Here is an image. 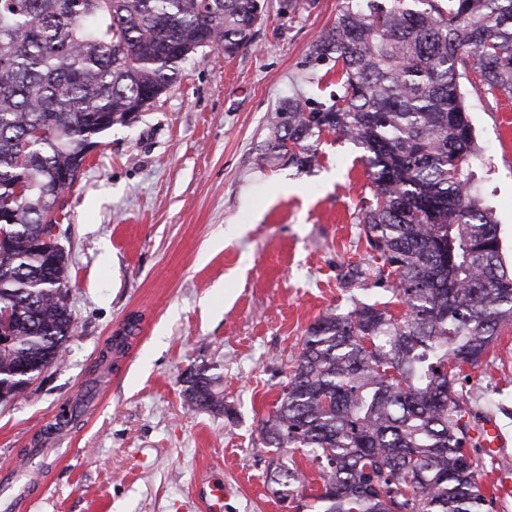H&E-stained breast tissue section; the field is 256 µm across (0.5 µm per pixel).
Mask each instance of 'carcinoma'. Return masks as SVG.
I'll list each match as a JSON object with an SVG mask.
<instances>
[{
    "label": "carcinoma",
    "mask_w": 512,
    "mask_h": 512,
    "mask_svg": "<svg viewBox=\"0 0 512 512\" xmlns=\"http://www.w3.org/2000/svg\"><path fill=\"white\" fill-rule=\"evenodd\" d=\"M259 19L255 0H0V395L21 397L73 335L54 228L89 139L169 90L196 50L236 54ZM310 57L334 63L339 93L284 101L260 160L309 172L325 132L364 150L371 264L343 279L391 277L407 313L354 299L317 319L261 433L318 467L316 512H489L456 385L512 325V263L469 171L461 80L512 98V0H347ZM190 377L189 410L226 412L221 376Z\"/></svg>",
    "instance_id": "carcinoma-1"
}]
</instances>
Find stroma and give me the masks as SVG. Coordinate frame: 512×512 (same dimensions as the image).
Listing matches in <instances>:
<instances>
[{"label": "stroma", "instance_id": "35a3bbf8", "mask_svg": "<svg viewBox=\"0 0 512 512\" xmlns=\"http://www.w3.org/2000/svg\"><path fill=\"white\" fill-rule=\"evenodd\" d=\"M345 4L262 0L250 45L230 57L198 49L170 90L101 135L55 228L77 329L59 363L0 403V469L23 458L45 468L24 512H208L215 485L224 512H309L318 469L269 447L260 423L310 324L391 294L341 279L369 261L361 149L323 134L307 173L261 166L258 147L288 97L335 94L309 51ZM461 90L480 148L472 169L511 261L512 105ZM200 366L223 376L226 414L185 409L183 378ZM460 378L472 425L492 418L512 433V327ZM65 406L76 418L52 437ZM275 459L294 460L305 484H277Z\"/></svg>", "mask_w": 512, "mask_h": 512}]
</instances>
